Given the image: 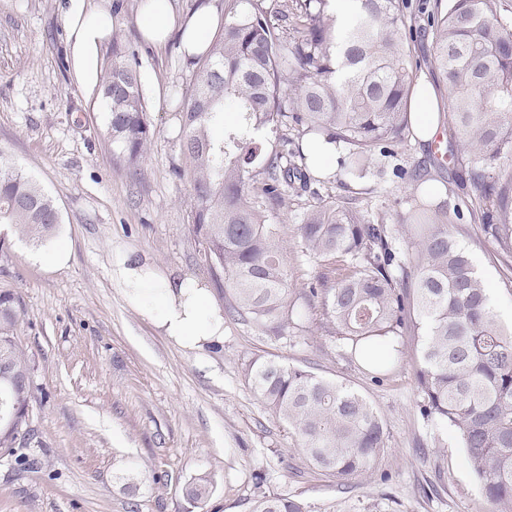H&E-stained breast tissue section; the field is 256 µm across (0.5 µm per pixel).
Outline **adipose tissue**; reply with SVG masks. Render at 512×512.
Instances as JSON below:
<instances>
[{
	"instance_id": "1",
	"label": "adipose tissue",
	"mask_w": 512,
	"mask_h": 512,
	"mask_svg": "<svg viewBox=\"0 0 512 512\" xmlns=\"http://www.w3.org/2000/svg\"><path fill=\"white\" fill-rule=\"evenodd\" d=\"M62 10L74 79L80 87L93 88L98 82V50L108 32L109 16L93 8L89 0H65ZM137 23L143 38L154 45L165 44L172 34H179L183 56L192 60L204 52L220 15L212 0H200L192 12L181 17L172 0H146ZM111 276L141 316L175 343L199 349L223 337L221 310L198 279L160 271L140 263L129 252L115 256Z\"/></svg>"
}]
</instances>
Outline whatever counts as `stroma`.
Listing matches in <instances>:
<instances>
[{"label": "stroma", "mask_w": 512, "mask_h": 512, "mask_svg": "<svg viewBox=\"0 0 512 512\" xmlns=\"http://www.w3.org/2000/svg\"><path fill=\"white\" fill-rule=\"evenodd\" d=\"M63 0H0V151L33 175L61 214L56 237L68 263L47 267L37 247L12 238L0 252V289L21 296L17 334L33 366L29 406L34 433L26 453L37 469L18 471L0 455V512H250L261 493L302 500L309 512H486L467 457L452 430L423 417L417 394V339L405 335L381 382L332 337L319 283L343 272L339 258L298 256L299 215L310 194L278 211L281 247L302 313L295 334L279 338L238 318L203 349L177 345L144 319L111 277L116 251L206 282L217 305L225 295L191 227L188 176L177 175L173 87L189 90L195 64L176 43L141 41L142 0H92L112 15L111 30L141 76L154 136L138 173L112 151L97 94L70 74ZM339 200L373 190L389 216L405 213L404 182L374 184L329 172ZM489 288L503 327L512 326V257L481 225L453 228ZM272 359L349 384L381 416L386 449L373 472L338 484L308 465L301 441L248 385L244 369ZM134 466L135 496L114 476ZM215 485L206 503L183 489L198 472Z\"/></svg>", "instance_id": "1"}]
</instances>
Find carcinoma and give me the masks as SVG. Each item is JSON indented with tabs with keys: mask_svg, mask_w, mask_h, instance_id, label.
Masks as SVG:
<instances>
[{
	"mask_svg": "<svg viewBox=\"0 0 512 512\" xmlns=\"http://www.w3.org/2000/svg\"><path fill=\"white\" fill-rule=\"evenodd\" d=\"M224 18L199 63L192 89L175 91L179 141L194 197L192 227L203 239L229 315L278 338L299 327L300 312L280 247L276 211L302 191L318 204L297 224L300 255L343 258L349 269L320 290L337 340L375 372L390 358L374 348L412 331L419 337L421 411L451 428L464 448L488 512H512V332L498 323L490 295L452 227L480 224L512 256V171L494 180L495 160L512 164V6L506 0H434L426 23L407 24L403 0H352L343 25L328 0H245ZM430 39L448 90L446 143L452 182L468 188L467 211L450 207L427 186L441 173L440 155L395 169L411 186L407 215L389 224L370 202L326 199L301 144L280 135L317 136L342 151L344 173H387L385 160L404 148L412 129L416 36ZM112 149L135 168L154 134L142 84L125 47L112 40L100 89ZM235 122L224 124V112ZM59 211L37 181L0 153V224L34 245L47 242ZM20 295L0 291V451L27 445L31 368L17 341ZM253 391L302 440L306 461L340 481L373 471L385 449L381 418L352 387L275 360L245 368ZM207 472L186 497L213 493ZM251 512H307L278 494L257 496Z\"/></svg>",
	"mask_w": 512,
	"mask_h": 512,
	"instance_id": "1",
	"label": "carcinoma"
}]
</instances>
